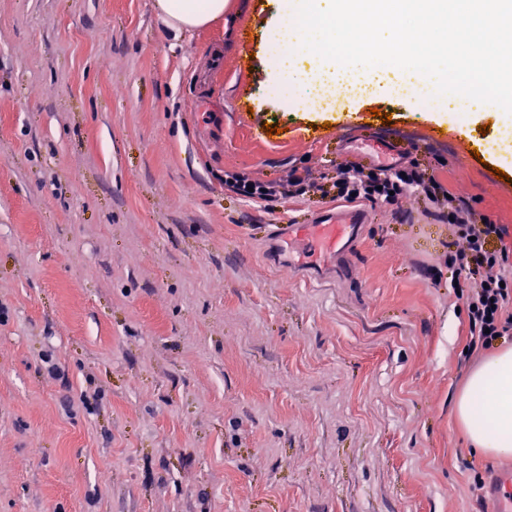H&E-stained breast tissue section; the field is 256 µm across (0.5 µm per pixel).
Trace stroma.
I'll return each mask as SVG.
<instances>
[{
	"mask_svg": "<svg viewBox=\"0 0 512 512\" xmlns=\"http://www.w3.org/2000/svg\"><path fill=\"white\" fill-rule=\"evenodd\" d=\"M282 9L229 0L176 36L155 0H0V512H493L481 486L512 459L454 415L485 354L447 214L358 198V248L323 272L254 228L344 197L224 174L329 179L372 132L511 245L512 179L473 154L504 126L381 84L288 106Z\"/></svg>",
	"mask_w": 512,
	"mask_h": 512,
	"instance_id": "1",
	"label": "stroma"
}]
</instances>
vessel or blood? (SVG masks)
<instances>
[{
    "label": "vessel or blood",
    "mask_w": 512,
    "mask_h": 512,
    "mask_svg": "<svg viewBox=\"0 0 512 512\" xmlns=\"http://www.w3.org/2000/svg\"><path fill=\"white\" fill-rule=\"evenodd\" d=\"M366 219L364 210L341 205L320 223L277 224L270 235L303 250L313 248L325 254L347 257L356 250L360 229Z\"/></svg>",
    "instance_id": "1"
}]
</instances>
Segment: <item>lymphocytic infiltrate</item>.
<instances>
[{
  "label": "lymphocytic infiltrate",
  "instance_id": "obj_1",
  "mask_svg": "<svg viewBox=\"0 0 512 512\" xmlns=\"http://www.w3.org/2000/svg\"><path fill=\"white\" fill-rule=\"evenodd\" d=\"M386 186L387 204L395 205L406 196V180L402 171L383 168L364 172L349 165L345 177L333 181L341 194L367 193L376 184ZM422 196L431 197L434 204L448 208V268L467 307L469 351L489 349L500 339L512 338V270L507 262L512 249L503 244L504 231L497 224L481 222L468 210L455 206L454 199L440 192L433 182H419Z\"/></svg>",
  "mask_w": 512,
  "mask_h": 512
}]
</instances>
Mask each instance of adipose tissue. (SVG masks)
Here are the masks:
<instances>
[{
	"label": "adipose tissue",
	"mask_w": 512,
	"mask_h": 512,
	"mask_svg": "<svg viewBox=\"0 0 512 512\" xmlns=\"http://www.w3.org/2000/svg\"><path fill=\"white\" fill-rule=\"evenodd\" d=\"M173 33L221 19L228 0H156ZM456 418L473 448L490 457L512 456V347L486 358L455 402Z\"/></svg>",
	"instance_id": "adipose-tissue-1"
}]
</instances>
